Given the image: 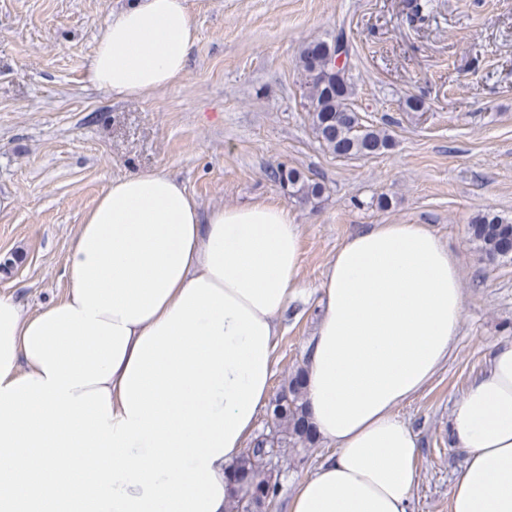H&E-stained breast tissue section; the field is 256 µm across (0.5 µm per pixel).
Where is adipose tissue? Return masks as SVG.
I'll return each instance as SVG.
<instances>
[{
    "instance_id": "obj_1",
    "label": "adipose tissue",
    "mask_w": 512,
    "mask_h": 512,
    "mask_svg": "<svg viewBox=\"0 0 512 512\" xmlns=\"http://www.w3.org/2000/svg\"><path fill=\"white\" fill-rule=\"evenodd\" d=\"M186 0L112 12L85 67L132 98L183 76ZM62 298L0 296V512H229L230 469L270 392L276 318L299 288L284 206L201 210L162 169L112 179L73 236ZM305 349L306 401L336 451L288 512H409L417 439L398 407L448 357L457 259L422 224L352 231ZM450 512H512V344L452 413Z\"/></svg>"
}]
</instances>
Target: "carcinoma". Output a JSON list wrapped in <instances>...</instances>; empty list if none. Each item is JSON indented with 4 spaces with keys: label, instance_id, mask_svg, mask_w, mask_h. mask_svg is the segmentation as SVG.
Segmentation results:
<instances>
[{
    "label": "carcinoma",
    "instance_id": "1",
    "mask_svg": "<svg viewBox=\"0 0 512 512\" xmlns=\"http://www.w3.org/2000/svg\"><path fill=\"white\" fill-rule=\"evenodd\" d=\"M338 44L343 47L345 57H350L349 46L341 34L330 41H311L299 51L304 107L312 129L317 139L337 156L381 155L392 146V137L382 129L361 122L351 103L353 84L349 61L340 66L336 62ZM271 175L292 197L307 200L324 191L320 182L296 168L279 165L272 169ZM468 233L489 261L509 256L512 224L499 216L477 215L468 225ZM304 380V367L299 366L279 385L270 400L268 414L274 428L257 433L233 468V475L247 480L258 494L246 500L240 491L231 490L229 512H267V501L278 498L282 490L281 472L270 466L271 455L276 452L283 456L290 451L297 454L317 443L306 412Z\"/></svg>",
    "mask_w": 512,
    "mask_h": 512
}]
</instances>
